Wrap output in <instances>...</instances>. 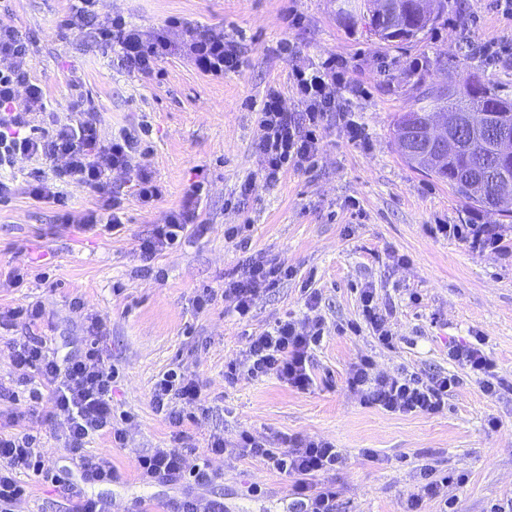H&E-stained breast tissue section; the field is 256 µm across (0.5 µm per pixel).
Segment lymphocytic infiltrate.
<instances>
[{"mask_svg": "<svg viewBox=\"0 0 512 512\" xmlns=\"http://www.w3.org/2000/svg\"><path fill=\"white\" fill-rule=\"evenodd\" d=\"M70 23L94 30L98 42L110 47L118 56L121 68L141 75L153 74L172 48L162 38H147L131 28L122 16L101 23L97 20V0H70ZM185 53L203 73L220 75L239 66L236 45L223 33L212 30L189 32ZM29 53L22 33L13 28H0V171L13 167L20 158L52 162L51 178L36 176L29 183V195L51 201L64 224H79L83 229L98 227L110 231L122 223L123 200L113 192L111 171L131 167L141 151L140 135L120 129L110 139H102L98 118L82 97L70 102L67 121L46 114L45 92L41 83L32 80L24 62ZM293 92L300 111H287L278 90H269L258 108L256 150L265 162L264 179L273 183L287 167H304L318 152L324 122L336 110L333 87L336 83V60L326 58L320 65L292 73ZM47 116V125L36 122ZM84 184L101 199L100 208L74 215L67 200L55 191V183ZM202 188L190 186L179 208L172 210L164 223L155 225L143 238L138 250L143 261H151L159 251L177 246L199 217ZM292 270L272 262L246 259L236 276L224 285L223 293L205 288L195 298L197 310H204L217 297L230 302L239 317H247L260 293L278 287L291 279ZM307 314L303 320H277L261 333L249 335L239 359L230 361L224 372L225 381H234L240 370L252 377L276 376L299 390L315 383L311 352L322 340L325 321L318 309L317 295H308ZM85 346L82 350L59 355L46 337L28 336L10 344L14 366L19 370L17 389H0V396L18 399L19 388L29 390L31 401L49 399L64 431L63 446L71 463L81 472L80 482H68L64 488L73 504V512H109L106 502L86 496L83 482L94 480L105 484L117 480L119 472L109 455L91 456L86 449L96 437L108 435L114 447H123L125 434L112 422V382L115 369L99 344L105 328L96 317H88ZM484 337L455 344L448 358L457 373L434 375L425 379L408 374H384L376 370L371 359L351 365L347 382L360 395L363 404L377 406L391 413L436 414L445 407L448 392L461 374L475 376L482 392L496 397L498 388L496 364L484 349ZM199 382L171 369L157 377L151 391L152 406L171 426L175 438L183 440V404L200 402ZM9 431L0 430V512H13L24 494L21 474L32 473L46 482L59 477L46 467L44 454L36 436L16 432V418H9ZM237 446L242 455L264 461L280 474L294 481L297 499L288 512H336L337 492L329 484L315 485L314 477L324 475L341 465L344 455L335 444L323 439H289L280 448L267 440L256 439L249 431H241ZM136 467L142 477L162 482L192 480L206 486L215 473L209 465L187 467L179 448H157L138 456Z\"/></svg>", "mask_w": 512, "mask_h": 512, "instance_id": "lymphocytic-infiltrate-1", "label": "lymphocytic infiltrate"}]
</instances>
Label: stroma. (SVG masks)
<instances>
[{
	"label": "stroma",
	"instance_id": "obj_1",
	"mask_svg": "<svg viewBox=\"0 0 512 512\" xmlns=\"http://www.w3.org/2000/svg\"><path fill=\"white\" fill-rule=\"evenodd\" d=\"M69 0H0V27L29 41L27 68L46 89L47 109L65 113L80 87L100 119L102 136L148 123L152 151L143 164L162 188L144 204L133 174L116 170L112 186L124 199L122 225L87 231L58 220L54 204L25 190L30 175L50 176L49 165L18 160L16 192L0 201V269L34 263L24 287L0 286V307L41 301V333L53 348L79 346L85 318L101 319L104 349L118 371L112 390L125 445L93 440L90 454H107L122 474L120 484L89 486L111 500L112 512H133L146 501L151 512H175L181 485L143 479L139 455L173 444V429L150 403L155 379L178 369L203 384L208 415L185 406L187 466L209 462L218 473L199 493L224 503V512H286L295 498L291 479L258 459L225 454L207 457L213 433L234 444L242 430L260 439H326L341 448L343 465L323 475L335 485L336 512H403L420 485L422 466L437 476L463 474L449 485L459 512H512V223L465 205L446 184L417 172L401 158L392 137L398 113L410 111L406 83L461 80L472 60L467 47L492 44L497 60L481 62L485 74L512 86V20L495 0H448V20L416 42L400 47L370 37L363 23L337 13L336 0H99L100 20L123 15L147 32L181 45L192 27L223 31L238 46L240 65L221 76L197 70L180 53L140 76L120 69L112 51L81 26L59 21ZM178 17L182 26H170ZM335 56L337 117L325 125L310 169L289 167L279 180L262 177L254 148L257 109L269 88H278L288 111H297L291 71ZM363 130L352 140L345 119ZM254 180L247 198L240 185ZM202 182L200 224L182 244L141 261L138 244L182 202L189 185ZM443 224H494L499 249L475 250L440 233ZM238 235L227 238L228 228ZM279 263L291 279L260 296L249 320H239L223 300L197 312L198 289H223L246 257ZM315 289L325 335L312 351L317 381L299 391L277 377L240 374L224 380L249 333L284 316L306 312L301 286ZM372 287L374 303L398 338L379 346L364 325L360 294ZM81 311H73L72 302ZM485 337L494 359L499 397L485 396L465 376L448 393L438 414H394L363 404L347 385L351 364L363 358L378 370L404 369L422 378L454 372L450 343ZM32 410L21 430L40 437L49 464L65 465L59 421L52 405L0 400V416ZM497 419L498 430L487 428ZM63 488L30 481L15 512H68Z\"/></svg>",
	"mask_w": 512,
	"mask_h": 512
}]
</instances>
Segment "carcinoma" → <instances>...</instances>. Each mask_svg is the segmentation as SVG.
Listing matches in <instances>:
<instances>
[{
  "mask_svg": "<svg viewBox=\"0 0 512 512\" xmlns=\"http://www.w3.org/2000/svg\"><path fill=\"white\" fill-rule=\"evenodd\" d=\"M447 9L448 0H359L353 9L341 6L339 12L348 19L357 13L362 15L367 19L370 33L379 41L403 45L418 40L448 20ZM412 90L416 108L395 119L393 135L397 138L405 127H412L422 150L429 145L427 129L433 117L441 113L464 123L477 113L490 112L497 122L512 129V93L482 72L468 73L458 85L437 88L418 82ZM404 161L448 183L466 205L493 210L498 204L470 191L471 181L501 171L512 176V144L492 156L480 144L460 140L448 149V157L442 161L429 164L408 157Z\"/></svg>",
  "mask_w": 512,
  "mask_h": 512,
  "instance_id": "carcinoma-1",
  "label": "carcinoma"
}]
</instances>
